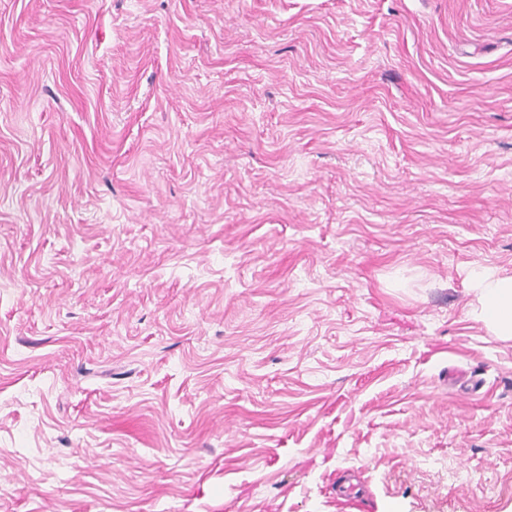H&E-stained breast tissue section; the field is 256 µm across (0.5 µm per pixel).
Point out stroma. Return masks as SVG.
<instances>
[{"mask_svg":"<svg viewBox=\"0 0 512 512\" xmlns=\"http://www.w3.org/2000/svg\"><path fill=\"white\" fill-rule=\"evenodd\" d=\"M482 267L512 0H0V512H512Z\"/></svg>","mask_w":512,"mask_h":512,"instance_id":"stroma-1","label":"stroma"}]
</instances>
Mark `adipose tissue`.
<instances>
[{
  "mask_svg": "<svg viewBox=\"0 0 512 512\" xmlns=\"http://www.w3.org/2000/svg\"><path fill=\"white\" fill-rule=\"evenodd\" d=\"M472 280L479 294V305L472 312L473 318L494 335L512 338V276L484 268L473 272Z\"/></svg>",
  "mask_w": 512,
  "mask_h": 512,
  "instance_id": "ef3b65f1",
  "label": "adipose tissue"
}]
</instances>
